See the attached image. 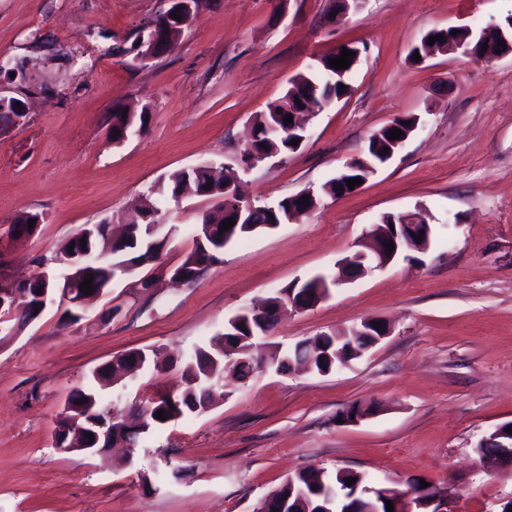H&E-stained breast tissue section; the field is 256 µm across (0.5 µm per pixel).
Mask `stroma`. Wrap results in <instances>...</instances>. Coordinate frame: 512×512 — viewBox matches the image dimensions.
I'll list each match as a JSON object with an SVG mask.
<instances>
[{
	"instance_id": "35a3bbf8",
	"label": "stroma",
	"mask_w": 512,
	"mask_h": 512,
	"mask_svg": "<svg viewBox=\"0 0 512 512\" xmlns=\"http://www.w3.org/2000/svg\"><path fill=\"white\" fill-rule=\"evenodd\" d=\"M166 0H0V93L27 122L0 139V261L33 276L87 225L123 224L173 172L226 165L245 195L269 204L322 185L401 115L416 130L354 193L276 229L231 242L192 283L166 270L195 248L191 225L212 204L160 200L176 232L158 264L115 280L75 324L65 303L0 340V512H254L290 474L341 468L387 481L425 478L450 512H500L512 467L483 466L478 442L512 421V53L438 54L412 62L425 34L512 16V0H364L344 19L330 0H198L177 46L131 65L133 44ZM349 44L351 90L307 121L294 152L243 168L248 128L288 82ZM23 67L24 78L11 70ZM146 110L119 147L115 109ZM426 209L434 235L420 261L398 260L285 312L267 351L366 319L392 333L330 373L258 371L224 384L208 411L146 434L133 452L56 448L57 416L98 366L162 350L101 393L125 407L181 383L182 362L228 319L292 281L335 272L387 213ZM25 212L44 217L12 237ZM155 277L151 290L137 288ZM354 405L365 417L344 421Z\"/></svg>"
}]
</instances>
